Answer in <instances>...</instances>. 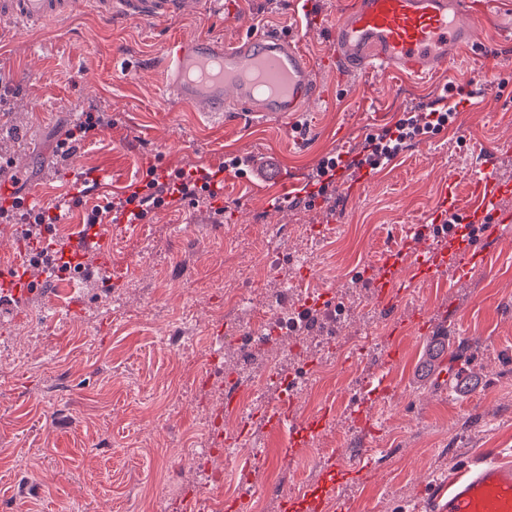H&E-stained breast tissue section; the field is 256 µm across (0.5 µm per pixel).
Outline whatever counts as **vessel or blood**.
<instances>
[{
  "mask_svg": "<svg viewBox=\"0 0 512 512\" xmlns=\"http://www.w3.org/2000/svg\"><path fill=\"white\" fill-rule=\"evenodd\" d=\"M222 0H0V19L40 29L90 8L105 23L116 20L175 19L202 14ZM482 10L476 0H351L330 31L325 65L347 76L398 75L422 80L443 69L466 49H480L477 36ZM163 70L174 97L211 118L231 110L262 119H285L306 111L319 100L317 65L292 35L250 34L222 43L204 36L170 41ZM500 190L493 157H485L469 180L470 210L451 209L449 221L467 223L471 209L482 211L490 226L484 237L448 258L442 238L427 224H413L404 237L417 273H427L454 261L465 274L482 260L489 242L512 234V216L495 206ZM138 200L112 203L115 226L144 223ZM108 240L93 228L72 237L69 247L95 265L108 266ZM264 426L289 429L299 436L317 430V423L297 419L291 409L264 414ZM432 512H512V460L490 450L487 460L465 468L447 489H432Z\"/></svg>",
  "mask_w": 512,
  "mask_h": 512,
  "instance_id": "b4317fda",
  "label": "vessel or blood"
}]
</instances>
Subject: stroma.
I'll return each instance as SVG.
<instances>
[{"instance_id": "35a3bbf8", "label": "stroma", "mask_w": 512, "mask_h": 512, "mask_svg": "<svg viewBox=\"0 0 512 512\" xmlns=\"http://www.w3.org/2000/svg\"><path fill=\"white\" fill-rule=\"evenodd\" d=\"M289 0H224V11L172 21L106 24L92 12L59 27L32 31L0 21V138L19 143L21 193L38 191L43 207L75 196L79 204L59 239L84 230L83 217L128 191L154 164L171 170H224L236 158H273L277 173L224 178V212L175 199L153 210L131 234L112 236L108 268L87 272L80 285L57 278L19 303H0V512H184L186 500L209 495L196 463L183 453L210 442L207 416L225 406V372L238 364L234 337L274 323L271 304L291 276L290 260L313 255L302 278L311 295L334 292L347 308L335 324L339 341L376 329L380 345L358 355L339 352L334 377L320 381L316 400L296 413L322 420L301 437L300 452L284 458L287 431L253 425L268 458L252 474L215 459L230 480L257 487L244 512L262 504L279 512L281 496L303 502L324 479L329 449L344 455L371 449V468L337 479L330 512H429L430 486L479 460L484 449L512 455V238L473 264L466 281L454 269L417 277L401 297L400 320L371 306L363 270L393 279L411 267L401 252L404 225L443 204L442 185L456 179L455 206L468 199V172L481 153L496 151L497 178L512 184V53L493 59L464 55L429 78L342 77L318 73L322 101L289 122H258L231 113L213 122L169 100L161 63L176 35L229 40L256 30L297 26ZM345 0H316L319 26L300 43L313 58L329 47ZM470 92L461 103V92ZM444 97L452 122L436 139L416 138L375 170L363 185L338 196L335 235L321 232L327 215L305 199L277 211L282 174L303 173L325 158L353 159L368 136L403 118L411 105ZM87 112L111 125L90 132L71 154L59 147ZM306 127L296 142L290 125ZM104 177L80 194L85 173ZM304 224L307 235L294 232ZM397 247L394 266L376 265L386 244ZM247 299L224 306V289ZM423 309L444 317L449 349L464 346L459 364L471 385L420 376L434 336L409 322ZM191 336L197 353L171 337ZM225 337L224 367L204 375L196 360L210 341ZM398 347L396 362L384 361ZM393 392L371 411L372 432L350 418L349 399L375 377Z\"/></svg>"}]
</instances>
